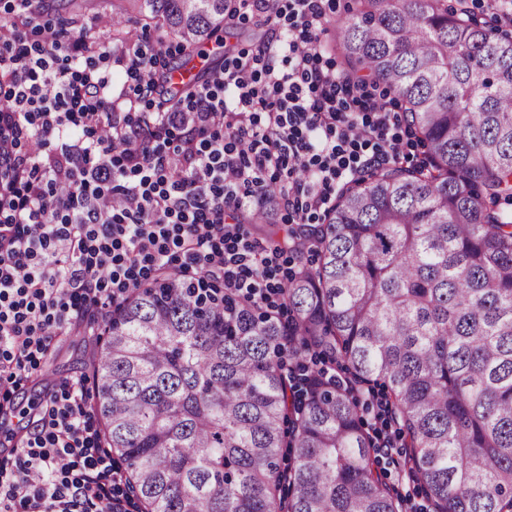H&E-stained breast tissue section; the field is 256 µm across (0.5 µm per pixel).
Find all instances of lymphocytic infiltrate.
Masks as SVG:
<instances>
[{
	"mask_svg": "<svg viewBox=\"0 0 512 512\" xmlns=\"http://www.w3.org/2000/svg\"><path fill=\"white\" fill-rule=\"evenodd\" d=\"M229 2L230 16L263 17L267 41L146 121L123 106L170 92L151 76L159 49L136 43L77 69L85 40L67 28L45 45L0 42V392L37 372L66 324L167 268L275 304L279 255L246 233L248 199L277 183L289 223L317 224L341 183L404 159L398 114L324 61V0ZM116 62L128 76L117 95ZM73 127L84 136L69 137ZM300 167L313 178H298ZM0 446L14 456L0 463V512H131L88 379L61 381L25 438L9 432Z\"/></svg>",
	"mask_w": 512,
	"mask_h": 512,
	"instance_id": "1",
	"label": "lymphocytic infiltrate"
}]
</instances>
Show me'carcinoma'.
Masks as SVG:
<instances>
[{
	"instance_id": "obj_1",
	"label": "carcinoma",
	"mask_w": 512,
	"mask_h": 512,
	"mask_svg": "<svg viewBox=\"0 0 512 512\" xmlns=\"http://www.w3.org/2000/svg\"><path fill=\"white\" fill-rule=\"evenodd\" d=\"M224 54L227 0H122ZM346 74L384 85L423 162L374 167L319 224L275 308L167 269L101 324L93 407L137 512H402L362 397L388 403L432 512H512V34L448 0H357ZM345 378L317 379L318 363Z\"/></svg>"
}]
</instances>
